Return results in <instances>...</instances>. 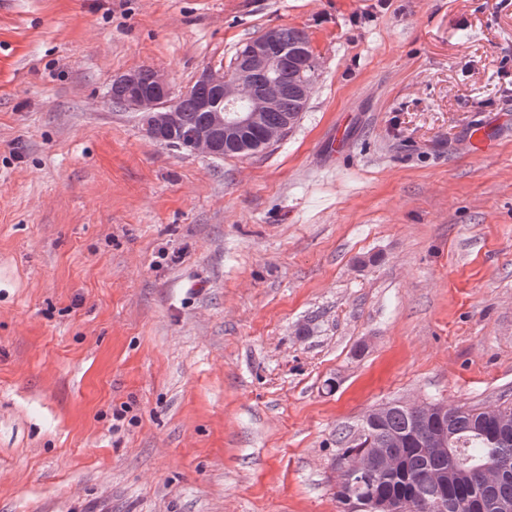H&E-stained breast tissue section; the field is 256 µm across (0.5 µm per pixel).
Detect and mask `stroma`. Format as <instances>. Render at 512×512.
<instances>
[{
  "label": "stroma",
  "instance_id": "obj_1",
  "mask_svg": "<svg viewBox=\"0 0 512 512\" xmlns=\"http://www.w3.org/2000/svg\"><path fill=\"white\" fill-rule=\"evenodd\" d=\"M274 27L319 66L262 153L107 101ZM392 400L512 403V0H0V512H339Z\"/></svg>",
  "mask_w": 512,
  "mask_h": 512
}]
</instances>
